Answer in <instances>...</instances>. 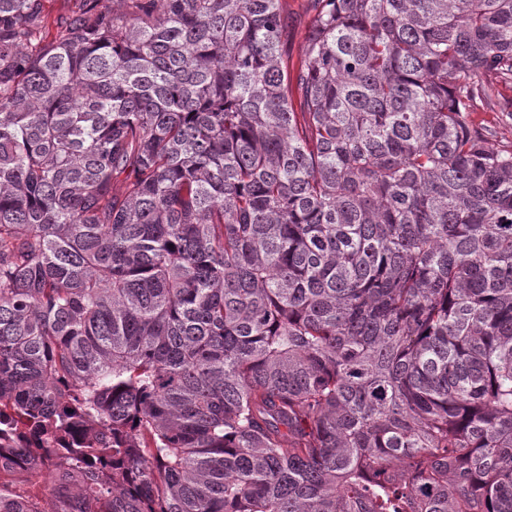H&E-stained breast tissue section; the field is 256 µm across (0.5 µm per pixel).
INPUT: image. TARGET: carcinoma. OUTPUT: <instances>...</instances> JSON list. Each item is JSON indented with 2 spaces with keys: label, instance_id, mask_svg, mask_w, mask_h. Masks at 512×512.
I'll list each match as a JSON object with an SVG mask.
<instances>
[{
  "label": "carcinoma",
  "instance_id": "carcinoma-1",
  "mask_svg": "<svg viewBox=\"0 0 512 512\" xmlns=\"http://www.w3.org/2000/svg\"><path fill=\"white\" fill-rule=\"evenodd\" d=\"M117 2L0 0V512H512V0ZM46 5L45 10V25L51 33L57 30L58 25L63 23L68 17L67 0H44ZM309 3V0H281L285 27L284 53L292 76L305 65L303 41L313 17Z\"/></svg>",
  "mask_w": 512,
  "mask_h": 512
}]
</instances>
